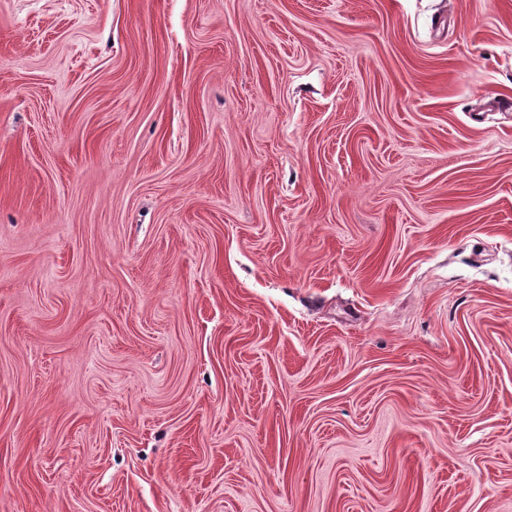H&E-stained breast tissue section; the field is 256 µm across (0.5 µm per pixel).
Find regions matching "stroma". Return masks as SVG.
I'll return each mask as SVG.
<instances>
[{"label":"stroma","instance_id":"35a3bbf8","mask_svg":"<svg viewBox=\"0 0 512 512\" xmlns=\"http://www.w3.org/2000/svg\"><path fill=\"white\" fill-rule=\"evenodd\" d=\"M0 512H512V0H0Z\"/></svg>","mask_w":512,"mask_h":512}]
</instances>
